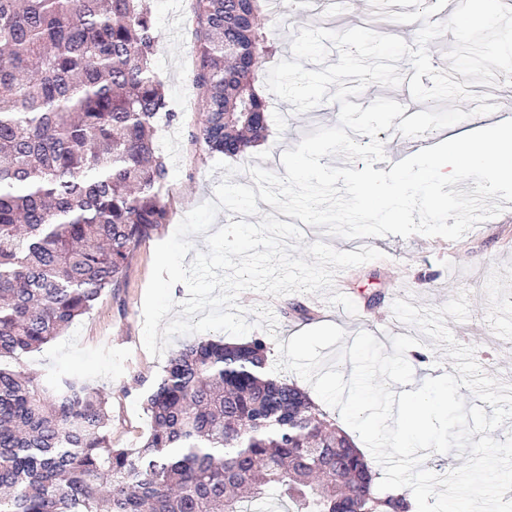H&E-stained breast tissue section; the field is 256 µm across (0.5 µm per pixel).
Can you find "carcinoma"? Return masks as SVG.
<instances>
[{
	"instance_id": "cac0c4a2",
	"label": "carcinoma",
	"mask_w": 512,
	"mask_h": 512,
	"mask_svg": "<svg viewBox=\"0 0 512 512\" xmlns=\"http://www.w3.org/2000/svg\"><path fill=\"white\" fill-rule=\"evenodd\" d=\"M202 151L239 157L268 131L264 0H190ZM145 0H0V358L50 342L121 280L169 220L166 111ZM269 347L202 338L170 358L135 449L109 444L103 393L77 375L0 366V512H410Z\"/></svg>"
}]
</instances>
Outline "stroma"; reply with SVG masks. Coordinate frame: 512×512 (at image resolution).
I'll list each match as a JSON object with an SVG mask.
<instances>
[{
  "mask_svg": "<svg viewBox=\"0 0 512 512\" xmlns=\"http://www.w3.org/2000/svg\"><path fill=\"white\" fill-rule=\"evenodd\" d=\"M287 9L279 15L266 14L265 33L273 41L281 60L291 59L290 42L299 29L311 26L343 31L359 25L380 34L401 37L414 44L418 23L404 24L362 9L355 0H285ZM160 42L152 65L165 81L169 108L176 120L159 121L156 145L166 157L172 210L169 223L157 225L130 253L126 272L118 288L105 291L92 310L78 317L60 336L25 354L18 370L39 378L63 374L78 375L108 397L112 424V445L140 447L150 430L145 399L168 363L167 357L152 356L143 345L142 307L151 275L154 249L168 239L181 219L197 205L213 200L222 171L215 157L202 152L192 134L203 118L202 93L194 82L193 53L196 22L188 0H148ZM270 130L262 151L247 152L233 159L239 172L235 183L252 185L246 168L261 166L285 176L281 163L285 150L294 148L302 137L317 127H331L339 121L340 106L325 102L299 113L293 105L270 97ZM512 118V106L490 114H475L462 122L406 137L390 129L378 132L386 159L380 170L390 171L395 157H409L423 143L439 144L459 135ZM306 242L326 240L340 251L374 248L383 261H371L339 271L342 292L356 305V314L329 302L327 293H291L262 296L253 291L240 294L239 304L247 309L253 336L266 331L254 324L253 310L268 305L275 317L280 341L326 323L340 326L347 338L362 331L374 334L382 344L391 336L417 338L406 359L414 371L413 387L433 377L436 369L452 372V361L434 347L432 339L414 326L398 321L392 312L397 299L420 308H439L459 292H466L470 316L466 321L447 320L455 340L474 347L475 358L488 375L512 384V207L471 228L462 238L398 235L347 239L324 236L321 228L304 226ZM305 306L310 316L298 318L295 305Z\"/></svg>",
  "mask_w": 512,
  "mask_h": 512,
  "instance_id": "stroma-1",
  "label": "stroma"
}]
</instances>
